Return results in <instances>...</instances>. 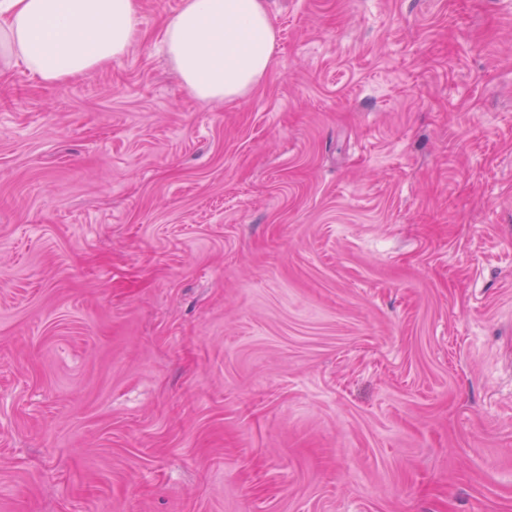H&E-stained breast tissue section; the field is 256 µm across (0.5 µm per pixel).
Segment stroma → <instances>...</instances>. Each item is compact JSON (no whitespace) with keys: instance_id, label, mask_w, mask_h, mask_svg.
<instances>
[{"instance_id":"obj_1","label":"stroma","mask_w":512,"mask_h":512,"mask_svg":"<svg viewBox=\"0 0 512 512\" xmlns=\"http://www.w3.org/2000/svg\"><path fill=\"white\" fill-rule=\"evenodd\" d=\"M0 76V512H512V0H266L202 102Z\"/></svg>"}]
</instances>
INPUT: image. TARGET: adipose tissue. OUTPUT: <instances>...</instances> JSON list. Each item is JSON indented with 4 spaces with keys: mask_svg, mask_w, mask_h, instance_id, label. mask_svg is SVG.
<instances>
[{
    "mask_svg": "<svg viewBox=\"0 0 512 512\" xmlns=\"http://www.w3.org/2000/svg\"><path fill=\"white\" fill-rule=\"evenodd\" d=\"M140 0H0V68L60 84L120 61ZM276 29L265 0H183L160 50L199 100L244 98L274 63Z\"/></svg>",
    "mask_w": 512,
    "mask_h": 512,
    "instance_id": "obj_1",
    "label": "adipose tissue"
}]
</instances>
